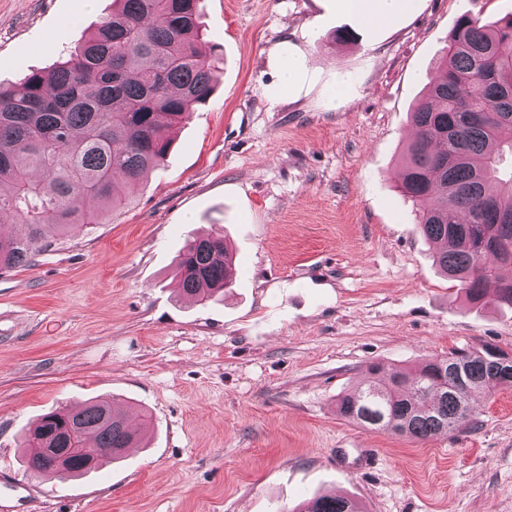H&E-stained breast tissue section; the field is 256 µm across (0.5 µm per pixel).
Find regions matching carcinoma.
Wrapping results in <instances>:
<instances>
[{"label": "carcinoma", "instance_id": "1", "mask_svg": "<svg viewBox=\"0 0 512 512\" xmlns=\"http://www.w3.org/2000/svg\"><path fill=\"white\" fill-rule=\"evenodd\" d=\"M69 58L0 88V275L30 267L79 224H103L127 189L164 164L173 129L214 92L220 59L204 40L200 0H117ZM414 136L401 158L402 190L436 263L465 297L512 307V14L465 12L439 67L411 112ZM101 204L84 207L87 199ZM24 232L10 231L14 225ZM224 237L189 241L179 257L180 293L200 302L233 279ZM370 377L336 403L362 427L426 440L473 424V397L512 386V356L493 348L457 352L384 381ZM140 441L108 400L43 415L24 437L27 470L54 477L57 448L69 476L120 459ZM293 512H362L322 495Z\"/></svg>", "mask_w": 512, "mask_h": 512}]
</instances>
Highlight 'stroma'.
I'll list each match as a JSON object with an SVG mask.
<instances>
[{"label":"stroma","mask_w":512,"mask_h":512,"mask_svg":"<svg viewBox=\"0 0 512 512\" xmlns=\"http://www.w3.org/2000/svg\"><path fill=\"white\" fill-rule=\"evenodd\" d=\"M112 3L0 0V87L63 60ZM202 5L224 63L165 164L105 223L0 275V497L27 488L32 512H291L325 493L364 512H512V387L476 397L471 428L424 441L336 413L374 364L389 377L457 351L512 355V309L465 302L398 188L412 106L457 18L512 0H417L379 30L333 0ZM285 43L317 67L279 96ZM211 232L234 284L201 304L180 295L176 259ZM96 399L145 447L80 478L25 472L22 435Z\"/></svg>","instance_id":"obj_1"}]
</instances>
